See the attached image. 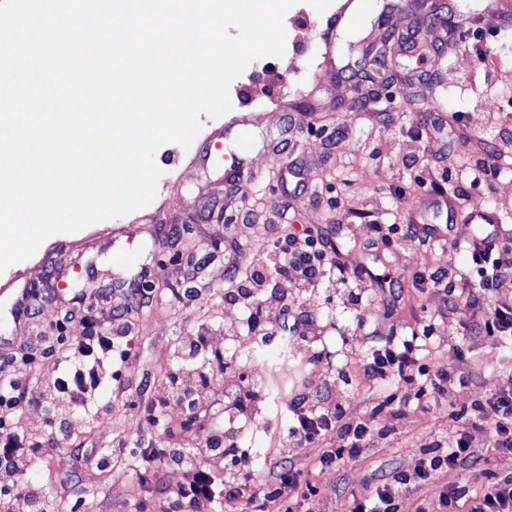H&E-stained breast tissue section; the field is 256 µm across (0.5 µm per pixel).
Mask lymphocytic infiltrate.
<instances>
[{
    "label": "lymphocytic infiltrate",
    "mask_w": 512,
    "mask_h": 512,
    "mask_svg": "<svg viewBox=\"0 0 512 512\" xmlns=\"http://www.w3.org/2000/svg\"><path fill=\"white\" fill-rule=\"evenodd\" d=\"M268 231L270 261L281 276L290 278L292 289H280L272 299L265 297L259 291L264 270L234 262L232 278L246 279L247 285L225 291L224 300L247 310L246 328L254 339L288 336L305 347L311 365L330 361L333 354L327 351L323 336L329 314L307 311L299 300L329 285L332 274H344L347 266L338 252L327 251L321 236L313 231L288 232L277 224L269 225ZM467 253L473 279L440 268L422 272L420 282L442 287V316L462 323L468 335L498 345L512 342V244L503 241L498 225L490 224L469 243ZM371 296L364 288L348 291L355 323L350 349L360 357L365 385L383 392V406L450 398L471 381V371L451 375L432 359L438 349L434 323L401 326L386 335L371 329L362 314ZM98 348L116 350L111 337L99 335L88 336L68 350L66 357L75 371L71 378L55 379L51 390H68L82 397L96 387L98 372L88 359ZM20 366L14 357L0 363V497L11 496L17 477L36 464L42 448L18 425L24 397L16 392L14 373ZM219 367L224 374L223 447L199 452L190 464L188 480L173 488L167 482V469L178 460L177 449L140 451L142 483L160 502V512H248L252 506L260 512H312L319 490L298 467V449L319 446L313 464L319 471H338L359 462L375 436L365 414L354 412L348 400L330 402L324 392L295 394L288 403L292 416L288 427L270 430L268 469L277 480L270 488L251 475L249 454L241 446L242 434L258 424L243 401L259 394L261 386L236 357H224ZM448 416L447 434L433 438L413 472L376 479L372 495L349 498L344 512H398L402 507L407 512H512V472L500 468L501 462L512 460V390L488 393L468 410H452ZM473 428L487 434L486 452L480 458L472 451L469 431ZM479 461L490 467L480 486L472 488L453 480L435 498L420 497L419 489L431 472L455 473Z\"/></svg>",
    "instance_id": "f902f5d3"
}]
</instances>
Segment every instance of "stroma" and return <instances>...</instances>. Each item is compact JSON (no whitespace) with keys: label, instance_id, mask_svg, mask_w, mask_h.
<instances>
[{"label":"stroma","instance_id":"obj_1","mask_svg":"<svg viewBox=\"0 0 512 512\" xmlns=\"http://www.w3.org/2000/svg\"><path fill=\"white\" fill-rule=\"evenodd\" d=\"M362 23L354 33L333 27L338 16L359 10L357 0H332L317 12L298 0L284 17L282 57L251 61L230 85L232 109L214 118L201 115L202 130L190 147L162 144L154 154L162 175L153 201L143 209L91 224L72 233L50 236L27 259L0 272V358L24 348L35 358L18 372L19 387L39 391L44 382L63 376L70 345L99 329H109L110 309L129 302L127 288L147 271L144 287L153 303L139 311L129 328L127 361L104 359L102 378L86 404L57 392L26 405L21 413L29 435L42 441L47 461L83 444L94 462L79 479L45 484L56 499L76 504V512H131L143 499L139 471L133 464L112 465L105 457L118 441L132 448H176L182 461L168 470L170 485L183 483L194 460V434L214 423L195 417L186 403L165 407L159 423L143 409L162 401V385L144 388L158 373L171 372L184 385L196 383L191 366L174 355L172 340L209 329L212 339L203 354L238 356L246 371L265 381L268 363L256 360L253 340L241 325L243 311L224 303V248L239 247L245 264L264 263L271 241L267 224L320 229L327 247L343 255L363 287L372 275L401 280L408 293L398 314L372 301L367 320L380 332L396 322L423 321L443 306V292L432 288L412 293L416 273L455 265L468 271L466 253L477 227L470 213L494 211L503 227L512 226V110L497 107L498 90L512 83V58H503L497 91L483 88L477 55L448 61L447 26L453 15L471 44L486 47L504 16L512 17V0H367ZM417 24L424 38L408 51L403 37ZM431 109L464 115L460 127L427 129L418 112ZM344 142H337V129ZM500 145L499 172L484 189L443 180L450 169L475 167L482 143ZM217 144L221 160L201 162L207 144ZM244 171L238 185L227 184L224 170ZM379 224H429L432 239L393 243L374 241ZM36 294L35 314L17 305L20 289ZM110 289L112 305L92 308V292ZM312 312L333 309V326L325 341L336 357L332 365H308L304 347L290 348L303 366L301 383L318 390L334 380L335 393L351 397L356 409L377 400L354 389L360 368L341 339L353 332L342 290L307 297ZM237 324L236 339L224 337L226 324ZM440 362L449 373L469 368L474 379L455 396L457 409L494 390L512 389V377L501 372L507 352L480 337H464L459 327L440 322ZM447 403L421 411L414 406L385 409L370 423L376 437L363 463L344 475L315 474L325 486L314 512H341L342 493L368 497L371 471H412L432 436L448 428Z\"/></svg>","mask_w":512,"mask_h":512}]
</instances>
